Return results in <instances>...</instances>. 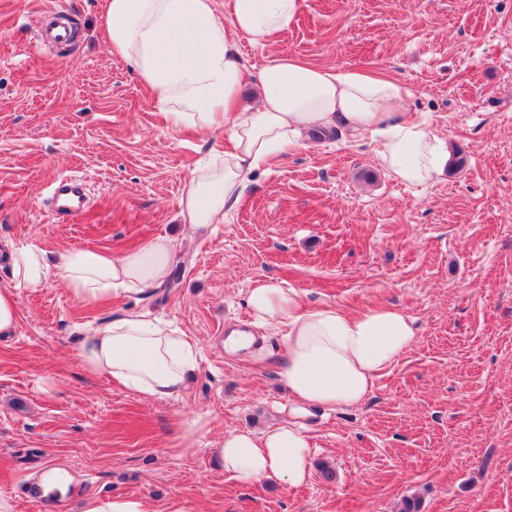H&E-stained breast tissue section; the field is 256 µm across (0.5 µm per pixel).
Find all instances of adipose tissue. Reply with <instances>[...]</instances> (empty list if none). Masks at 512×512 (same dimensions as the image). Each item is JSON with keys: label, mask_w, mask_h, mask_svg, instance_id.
<instances>
[{"label": "adipose tissue", "mask_w": 512, "mask_h": 512, "mask_svg": "<svg viewBox=\"0 0 512 512\" xmlns=\"http://www.w3.org/2000/svg\"><path fill=\"white\" fill-rule=\"evenodd\" d=\"M302 0H227L222 21L214 0H105L103 28L113 54L131 63L170 125L204 134L222 129L223 150H211L180 197L191 237L223 223L254 174L302 146L313 131L342 128L365 136L385 168L402 183L425 186L448 165V148L426 117L410 118L408 87L389 76L325 69L278 53L257 83V103L243 100L242 45L266 47L294 22ZM175 251L157 236L115 255L82 248L59 262L24 246L10 253L12 283L0 287V332L17 325L18 289L61 279L80 302L95 305L160 287ZM251 326L281 336L280 375L290 394L285 419L262 433L225 435L218 461L243 484L274 477L291 487L307 481L311 441L304 422L321 413L363 404L379 376L413 345L414 322L404 311L371 306L351 313L331 304L303 307L295 289L265 280L250 288ZM197 344L170 323L144 314H119L92 328L80 357L85 369L142 397L177 398L197 366Z\"/></svg>", "instance_id": "adipose-tissue-1"}]
</instances>
